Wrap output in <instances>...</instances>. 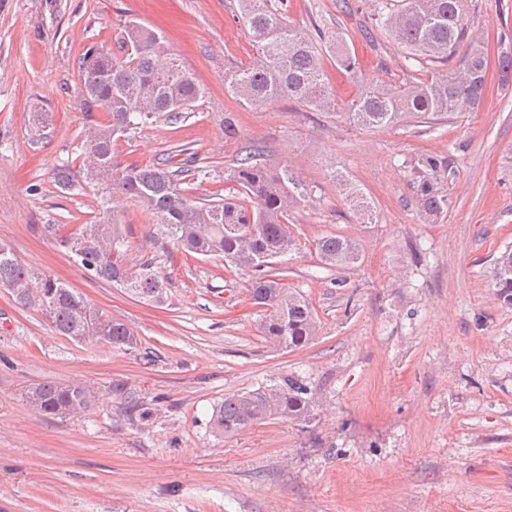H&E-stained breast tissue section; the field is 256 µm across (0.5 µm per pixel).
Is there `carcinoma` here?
I'll list each match as a JSON object with an SVG mask.
<instances>
[{
    "mask_svg": "<svg viewBox=\"0 0 512 512\" xmlns=\"http://www.w3.org/2000/svg\"><path fill=\"white\" fill-rule=\"evenodd\" d=\"M375 2L377 24L408 51V67L450 63L458 56L462 66H450L444 74L433 71L420 81L393 84L380 77L365 78L354 96L342 103L324 82V53L354 77L359 62L339 33L319 29L313 37L292 26L287 0H237L254 53L243 68L227 77L229 90L246 104L288 98L365 129L414 117L433 119L476 111L487 88L489 56L484 43L469 32L464 0H401L396 10L389 0ZM125 43L130 51L121 56L91 46L80 58L81 94L88 107H103L106 119L89 129L78 165L57 168L55 182L68 191L82 180L107 184L152 216L158 234L184 254L221 258L249 275L251 300L265 312L260 325L265 340L281 349L311 343L318 334L311 302L269 271L274 259L302 249L288 222L289 213L304 202L293 168L288 164L277 170L268 167L263 145L251 143L233 160V166L224 169V182L233 184L229 194L202 203L194 189L209 177L208 167L118 160L113 151L115 138L135 132L152 117L177 122L204 96L194 74L164 46L157 31L130 22ZM497 72L501 82H512V52L498 57ZM409 164L412 199L421 214L435 221L450 206L449 163L421 154ZM345 201L358 223L376 222L374 207L360 189L345 187ZM44 229L95 276L140 299L164 302L167 279L154 260L135 265L127 261L125 225L104 216L80 225L74 233L60 232L57 224H46ZM312 249L323 266L338 272L362 257L358 240L341 234L314 240ZM493 282L497 296L511 305L512 251L496 258ZM0 287L9 289L21 305L38 307L60 336L77 343L106 336L114 346H137L136 336L126 325L91 307L62 282L22 264L4 244H0ZM25 397L39 412L65 418L90 411L96 392L86 385L42 383L29 387ZM314 415L311 397L285 376L270 386L225 398L213 425L233 435L273 417L302 424Z\"/></svg>",
    "mask_w": 512,
    "mask_h": 512,
    "instance_id": "obj_1",
    "label": "carcinoma"
}]
</instances>
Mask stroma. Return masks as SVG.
<instances>
[{"instance_id": "1", "label": "stroma", "mask_w": 512, "mask_h": 512, "mask_svg": "<svg viewBox=\"0 0 512 512\" xmlns=\"http://www.w3.org/2000/svg\"><path fill=\"white\" fill-rule=\"evenodd\" d=\"M470 2V31L491 55L512 50V0ZM131 19L162 32L205 95L117 151L144 165L190 149L216 164L203 195L224 190L223 163L252 141L273 166L294 165L308 203L289 222L303 248L272 271L312 302L310 344L272 348L247 276L182 256L123 196L111 207L128 227L127 259H156L163 304L95 278L44 235L90 223L109 195L97 183L61 190L54 172L105 117L79 94L80 55L119 53ZM288 19L339 32L363 75L410 77L368 0H288ZM251 52L236 0H0V242L138 336L134 349L75 343L0 288V512H512V305L492 283L494 259L512 250V85L493 72L477 111L368 130L285 99L240 103L224 76ZM228 117L236 136L224 134ZM420 154L453 169L435 224L408 190L403 162ZM337 173L377 223H356ZM329 234L357 237L363 262L323 268L309 245ZM285 375L312 396L311 423L214 428L225 397ZM42 382L92 386L97 403L43 415L25 400Z\"/></svg>"}]
</instances>
